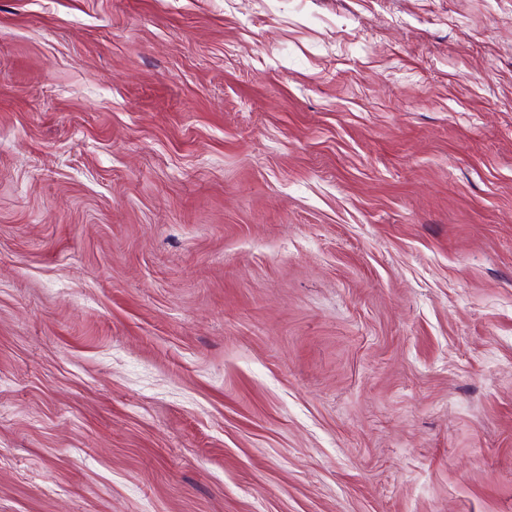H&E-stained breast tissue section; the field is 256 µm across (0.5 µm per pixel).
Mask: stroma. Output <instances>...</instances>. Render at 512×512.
Masks as SVG:
<instances>
[{"label": "stroma", "instance_id": "1", "mask_svg": "<svg viewBox=\"0 0 512 512\" xmlns=\"http://www.w3.org/2000/svg\"><path fill=\"white\" fill-rule=\"evenodd\" d=\"M0 512H512V0H0Z\"/></svg>", "mask_w": 512, "mask_h": 512}]
</instances>
